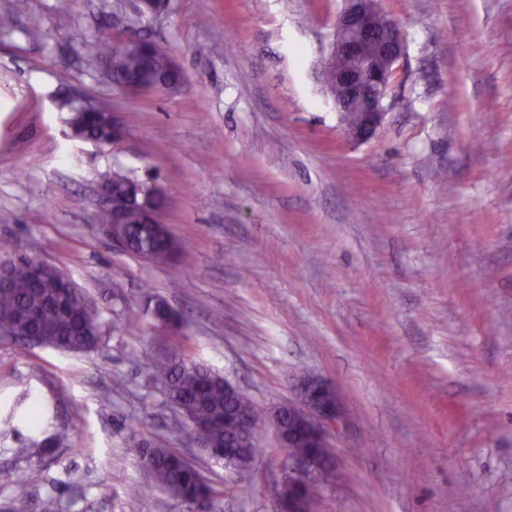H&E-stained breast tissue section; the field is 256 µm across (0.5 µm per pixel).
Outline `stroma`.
<instances>
[{
  "mask_svg": "<svg viewBox=\"0 0 512 512\" xmlns=\"http://www.w3.org/2000/svg\"><path fill=\"white\" fill-rule=\"evenodd\" d=\"M403 34L385 117L359 142L319 72L344 0H171L141 31L180 67L130 94L83 53L128 0H0V259L23 250L96 304L106 337L69 354L0 336V419L43 411V452L0 437V512H273L288 467L271 421L237 476L191 446L150 377L172 351L265 410L304 374L346 421L314 512H512V0H380ZM38 37H28V30ZM122 117V139L71 140L57 103ZM153 180L184 249L162 263L96 231V175ZM184 331L127 321L143 292ZM81 448H74V440ZM180 452L206 507L142 483L140 444ZM38 469L35 485L19 483Z\"/></svg>",
  "mask_w": 512,
  "mask_h": 512,
  "instance_id": "35a3bbf8",
  "label": "stroma"
}]
</instances>
